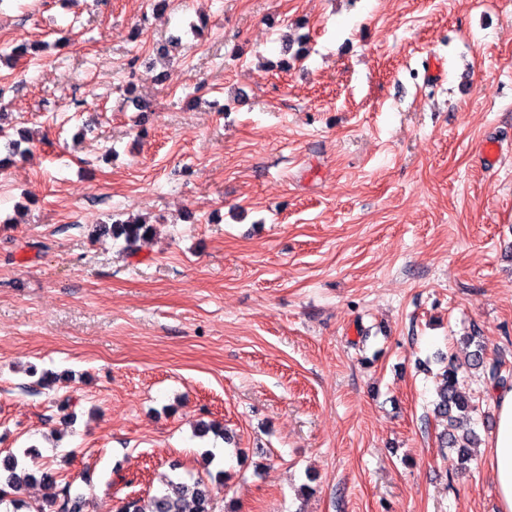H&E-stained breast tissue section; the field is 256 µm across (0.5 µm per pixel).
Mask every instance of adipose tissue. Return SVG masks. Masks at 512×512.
Listing matches in <instances>:
<instances>
[{"mask_svg":"<svg viewBox=\"0 0 512 512\" xmlns=\"http://www.w3.org/2000/svg\"><path fill=\"white\" fill-rule=\"evenodd\" d=\"M496 426L491 434V462L502 512H512V389L497 390Z\"/></svg>","mask_w":512,"mask_h":512,"instance_id":"adipose-tissue-1","label":"adipose tissue"}]
</instances>
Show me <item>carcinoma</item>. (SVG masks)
I'll return each instance as SVG.
<instances>
[{
	"label": "carcinoma",
	"instance_id": "cac0c4a2",
	"mask_svg": "<svg viewBox=\"0 0 512 512\" xmlns=\"http://www.w3.org/2000/svg\"><path fill=\"white\" fill-rule=\"evenodd\" d=\"M5 140L7 154L0 158V168L9 165L12 158L21 153V144L26 136L19 139L12 137L9 129L0 125V140ZM156 230L155 225L144 218L116 220L110 224L94 225V232L110 234L118 239L124 238L129 245L141 239L151 237ZM469 351L467 369L483 374L487 389L496 390L508 385L512 386V373H502L501 364L487 357L486 347L477 334L465 339ZM460 368L449 363L439 374L436 397L433 401L435 416L447 422V428L440 437L441 445L457 452L461 464L473 459L472 449L479 447L481 438L476 431L479 406L472 402V397L461 388ZM40 483L51 493L45 496L42 503L32 506L19 497L18 492L34 481ZM73 482H57L56 474L51 470L43 471L35 476L20 465L18 457L10 453L0 461V512H23L32 509L34 512H83L85 498L83 494L73 490ZM224 487V472L217 473L213 481L202 476L188 480L177 475L169 479L165 487L150 498L148 506L140 504V500L130 498L120 502L118 512H214V488Z\"/></svg>",
	"mask_w": 512,
	"mask_h": 512
}]
</instances>
